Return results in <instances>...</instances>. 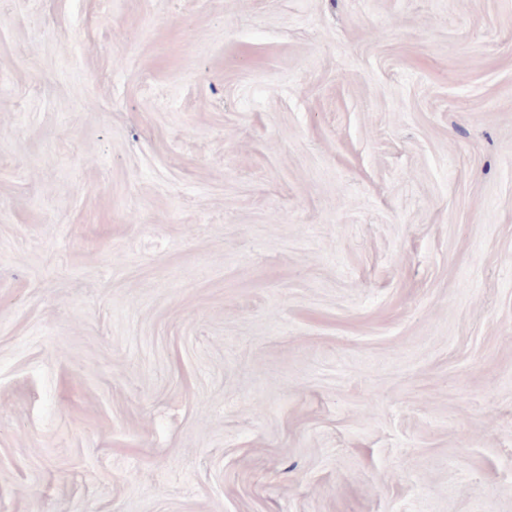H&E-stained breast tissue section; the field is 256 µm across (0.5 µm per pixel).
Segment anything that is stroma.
Here are the masks:
<instances>
[{"label":"stroma","instance_id":"35a3bbf8","mask_svg":"<svg viewBox=\"0 0 512 512\" xmlns=\"http://www.w3.org/2000/svg\"><path fill=\"white\" fill-rule=\"evenodd\" d=\"M0 512H512V0H0Z\"/></svg>","mask_w":512,"mask_h":512}]
</instances>
